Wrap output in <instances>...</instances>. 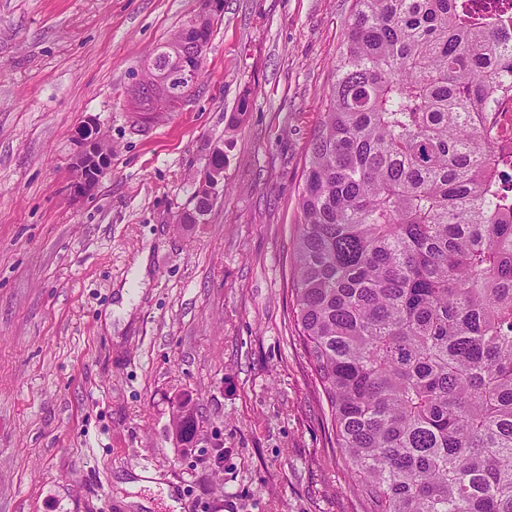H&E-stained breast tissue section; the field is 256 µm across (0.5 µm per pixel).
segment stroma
<instances>
[{"label":"stroma","mask_w":512,"mask_h":512,"mask_svg":"<svg viewBox=\"0 0 512 512\" xmlns=\"http://www.w3.org/2000/svg\"><path fill=\"white\" fill-rule=\"evenodd\" d=\"M351 4L224 0L193 92L138 112L133 74L199 0H0V512H357L289 292ZM90 120L111 165L76 200ZM217 145L223 191L175 223Z\"/></svg>","instance_id":"35a3bbf8"}]
</instances>
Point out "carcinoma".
Wrapping results in <instances>:
<instances>
[{
  "label": "carcinoma",
  "mask_w": 512,
  "mask_h": 512,
  "mask_svg": "<svg viewBox=\"0 0 512 512\" xmlns=\"http://www.w3.org/2000/svg\"><path fill=\"white\" fill-rule=\"evenodd\" d=\"M462 2L353 0L298 188L295 331L361 512H512V197L473 121L512 30ZM209 36L151 54L140 111Z\"/></svg>",
  "instance_id": "obj_1"
}]
</instances>
